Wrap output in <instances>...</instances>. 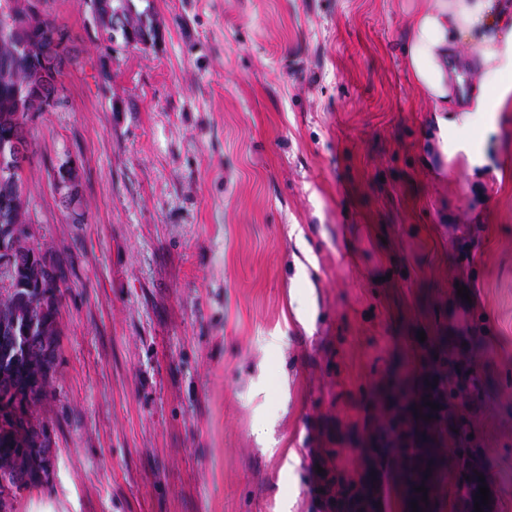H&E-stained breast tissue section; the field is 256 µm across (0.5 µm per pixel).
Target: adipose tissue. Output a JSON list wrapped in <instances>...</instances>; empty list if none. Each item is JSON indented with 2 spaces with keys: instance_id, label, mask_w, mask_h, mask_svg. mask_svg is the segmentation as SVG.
I'll list each match as a JSON object with an SVG mask.
<instances>
[{
  "instance_id": "obj_1",
  "label": "adipose tissue",
  "mask_w": 512,
  "mask_h": 512,
  "mask_svg": "<svg viewBox=\"0 0 512 512\" xmlns=\"http://www.w3.org/2000/svg\"><path fill=\"white\" fill-rule=\"evenodd\" d=\"M464 43L478 51L461 67L453 59ZM405 57L415 88L433 103L440 154L470 171L487 164L488 140L512 108V0H434L415 12ZM465 67L479 75L472 96L463 87Z\"/></svg>"
}]
</instances>
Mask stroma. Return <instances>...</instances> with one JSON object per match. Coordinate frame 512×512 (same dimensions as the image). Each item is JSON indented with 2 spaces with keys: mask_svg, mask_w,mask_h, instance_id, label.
Returning <instances> with one entry per match:
<instances>
[{
  "mask_svg": "<svg viewBox=\"0 0 512 512\" xmlns=\"http://www.w3.org/2000/svg\"><path fill=\"white\" fill-rule=\"evenodd\" d=\"M431 2L135 0L159 36L127 47L46 0L72 61L23 182L67 290L51 468L14 512H328L316 459L352 475L443 339L491 388L457 411L512 512V178L420 161L402 47Z\"/></svg>",
  "mask_w": 512,
  "mask_h": 512,
  "instance_id": "35a3bbf8",
  "label": "stroma"
}]
</instances>
